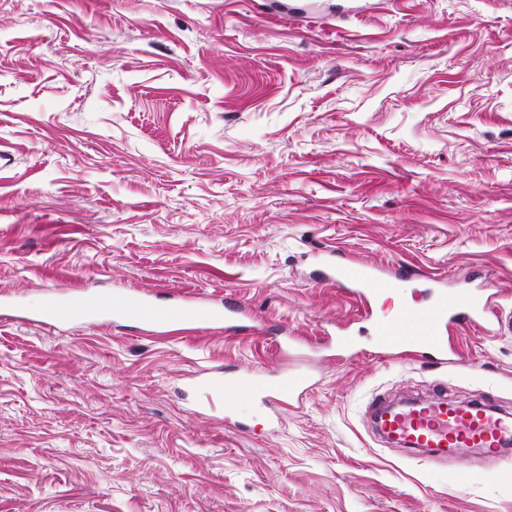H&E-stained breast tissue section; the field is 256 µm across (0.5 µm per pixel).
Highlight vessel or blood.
<instances>
[{"mask_svg": "<svg viewBox=\"0 0 512 512\" xmlns=\"http://www.w3.org/2000/svg\"><path fill=\"white\" fill-rule=\"evenodd\" d=\"M321 282L349 289L358 297L379 294L387 288L383 279H370L357 264L329 265L320 271ZM489 301L459 292L440 291L420 307L400 312L379 327L382 349L418 357L432 352L447 358L446 329L478 326L490 312ZM104 312L116 318L137 321L147 333L165 328L172 332L199 333L207 330L229 337L242 334L248 326L239 307L227 304L211 309L201 317L194 299L161 300L154 294L118 297L112 300L75 295L66 302L49 298L35 309H23L25 322L57 327L80 321L84 313ZM309 388L306 376L281 373L278 377L239 375L226 381L230 396L226 409H233L240 397H257L269 409L287 406ZM376 425L393 442L412 448H431L438 454L453 453L462 448L503 447L512 440V414L494 410L482 402L455 403L444 398L418 400L403 405L380 408Z\"/></svg>", "mask_w": 512, "mask_h": 512, "instance_id": "obj_1", "label": "vessel or blood"}]
</instances>
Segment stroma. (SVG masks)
<instances>
[{
	"label": "stroma",
	"mask_w": 512,
	"mask_h": 512,
	"mask_svg": "<svg viewBox=\"0 0 512 512\" xmlns=\"http://www.w3.org/2000/svg\"><path fill=\"white\" fill-rule=\"evenodd\" d=\"M1 153L0 295L173 291L256 330L0 304V512H512V447L438 459L369 417L512 412V0H0ZM328 257L391 286L319 283ZM438 286L493 311L449 362L378 353ZM285 368L315 384L275 426L189 388Z\"/></svg>",
	"instance_id": "stroma-1"
}]
</instances>
